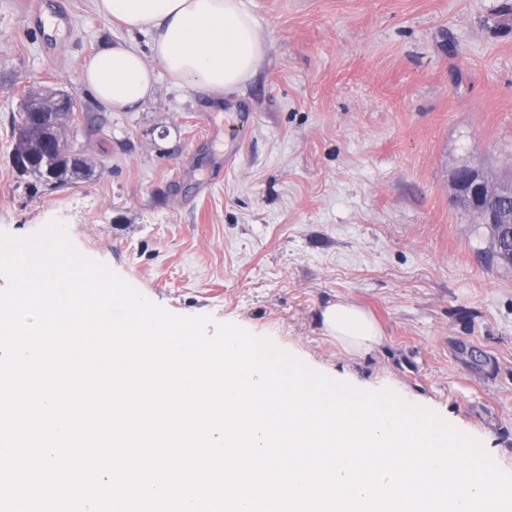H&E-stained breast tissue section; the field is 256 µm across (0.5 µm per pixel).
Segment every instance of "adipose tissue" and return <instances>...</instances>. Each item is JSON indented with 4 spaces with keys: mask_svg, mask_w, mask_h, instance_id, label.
<instances>
[{
    "mask_svg": "<svg viewBox=\"0 0 512 512\" xmlns=\"http://www.w3.org/2000/svg\"><path fill=\"white\" fill-rule=\"evenodd\" d=\"M96 12L130 34L150 38L148 52L124 40L103 46L84 66L82 81L107 107L129 112L153 92L156 67L177 84L221 95L251 77L266 43L243 0H93ZM326 336L361 355L382 339L365 309L339 301L320 314Z\"/></svg>",
    "mask_w": 512,
    "mask_h": 512,
    "instance_id": "adipose-tissue-1",
    "label": "adipose tissue"
}]
</instances>
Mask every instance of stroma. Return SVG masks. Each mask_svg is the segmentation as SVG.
<instances>
[{
  "instance_id": "1",
  "label": "stroma",
  "mask_w": 512,
  "mask_h": 512,
  "mask_svg": "<svg viewBox=\"0 0 512 512\" xmlns=\"http://www.w3.org/2000/svg\"><path fill=\"white\" fill-rule=\"evenodd\" d=\"M503 0H244L266 37L224 97L159 71L133 112L82 83L123 29L93 0H0V231L65 225L177 315L270 338L328 376L388 388L479 439L512 472V269L452 203L464 163L512 166V14ZM73 92L94 180L46 193L10 163V118L34 86ZM249 112L224 166L227 105ZM370 311L383 338L359 357L320 310Z\"/></svg>"
}]
</instances>
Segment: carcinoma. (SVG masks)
Returning a JSON list of instances; mask_svg holds the SVG:
<instances>
[{"label": "carcinoma", "mask_w": 512, "mask_h": 512, "mask_svg": "<svg viewBox=\"0 0 512 512\" xmlns=\"http://www.w3.org/2000/svg\"><path fill=\"white\" fill-rule=\"evenodd\" d=\"M23 110L10 121L12 158L26 157L30 164L16 168L22 176H31L46 192H57L80 180H89L94 169L82 156L78 135L83 126L76 116L77 103L70 98L65 112L58 111L56 90L32 87L24 92ZM487 246L484 254L489 264L512 267V237L500 224H486Z\"/></svg>", "instance_id": "1"}]
</instances>
